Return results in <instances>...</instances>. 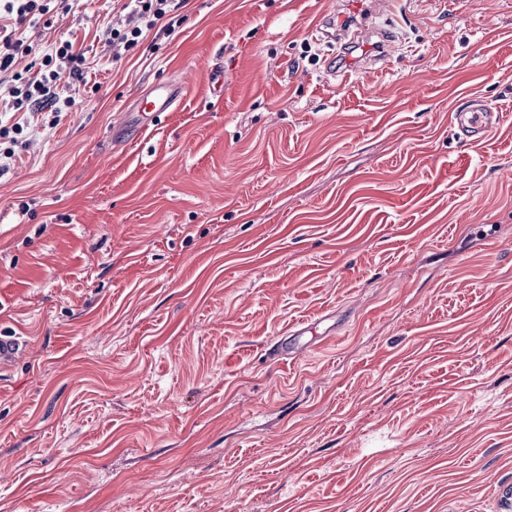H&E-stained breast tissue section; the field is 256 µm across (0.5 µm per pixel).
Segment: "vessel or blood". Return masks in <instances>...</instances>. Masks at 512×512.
<instances>
[{"instance_id": "vessel-or-blood-1", "label": "vessel or blood", "mask_w": 512, "mask_h": 512, "mask_svg": "<svg viewBox=\"0 0 512 512\" xmlns=\"http://www.w3.org/2000/svg\"><path fill=\"white\" fill-rule=\"evenodd\" d=\"M380 0H357L350 12L337 13L330 27L336 35L354 34L355 44L362 51L364 64H371L389 58L395 43L390 32L370 26L369 18L382 14ZM182 87L172 82L155 84L147 93L134 99L126 108L128 120L123 133L136 134L147 125L151 113L168 112L177 104ZM498 115L488 107L470 105L455 115V123L462 140L476 142L495 125ZM27 342L20 336H0V368L9 366L26 348Z\"/></svg>"}]
</instances>
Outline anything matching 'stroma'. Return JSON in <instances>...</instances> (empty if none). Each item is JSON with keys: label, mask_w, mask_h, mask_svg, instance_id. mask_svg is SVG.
<instances>
[{"label": "stroma", "mask_w": 512, "mask_h": 512, "mask_svg": "<svg viewBox=\"0 0 512 512\" xmlns=\"http://www.w3.org/2000/svg\"><path fill=\"white\" fill-rule=\"evenodd\" d=\"M127 2L25 33L85 62L0 176V512H501L512 0H400L374 74L321 30L347 0H184L116 61ZM182 87L177 83L161 82L155 84L147 93L134 99L127 106L124 126L117 130L120 134H138L146 126L147 114L168 112L177 104ZM132 117L129 119V117ZM498 115L488 107L470 105L455 114L459 138L468 142L481 140L495 125ZM26 346L22 336H0V369L13 363Z\"/></svg>", "instance_id": "stroma-1"}]
</instances>
